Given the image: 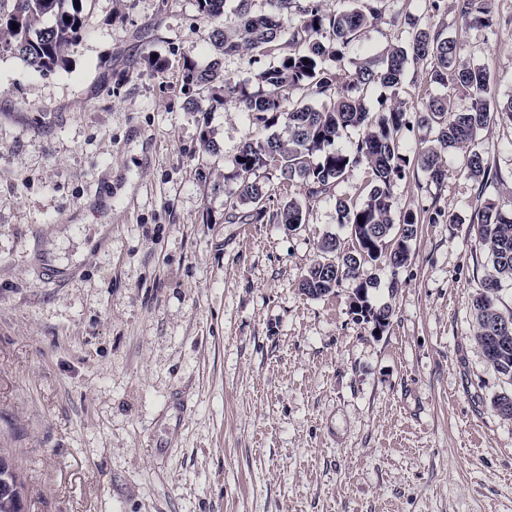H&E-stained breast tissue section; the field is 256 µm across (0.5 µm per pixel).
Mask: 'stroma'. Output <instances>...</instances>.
<instances>
[{
    "instance_id": "1",
    "label": "stroma",
    "mask_w": 512,
    "mask_h": 512,
    "mask_svg": "<svg viewBox=\"0 0 512 512\" xmlns=\"http://www.w3.org/2000/svg\"><path fill=\"white\" fill-rule=\"evenodd\" d=\"M380 8L340 77L407 44L409 14L512 96V0H493L489 29L455 0ZM82 16L67 69L0 52V448L28 512H512V419L492 407L508 385L474 340L491 253L461 152L442 185L417 170L394 189L443 216L378 270L369 301L392 316L376 331L351 311L355 282L299 288L325 237L352 247L335 203L365 200V166L313 198L270 179L266 218L247 220L224 177L267 132L232 102L185 109L183 53L215 56L194 0H85ZM430 67L372 88L370 109L444 95ZM475 146L512 211V123ZM292 198L304 224L270 222Z\"/></svg>"
}]
</instances>
